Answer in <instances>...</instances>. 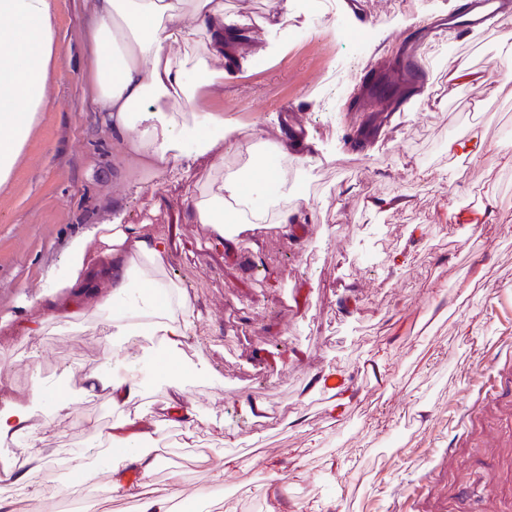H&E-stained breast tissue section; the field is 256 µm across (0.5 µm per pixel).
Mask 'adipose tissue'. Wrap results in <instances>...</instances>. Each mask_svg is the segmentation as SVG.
Returning <instances> with one entry per match:
<instances>
[{"label": "adipose tissue", "mask_w": 512, "mask_h": 512, "mask_svg": "<svg viewBox=\"0 0 512 512\" xmlns=\"http://www.w3.org/2000/svg\"><path fill=\"white\" fill-rule=\"evenodd\" d=\"M229 34L224 0H92L85 38L94 100L109 128L127 134L128 145L152 166L164 169L189 154L207 153L211 130L223 129L220 113L198 112L194 106L198 89L224 90L223 72L210 70L209 62L223 57ZM192 39L204 45V54H172L173 46ZM53 59V0H0V183L8 178L36 112L47 105L45 86ZM277 200L274 211L253 204L243 179L231 174L220 178L217 189L192 196L188 215L192 223L211 225L214 245L227 247L240 232L259 230L269 221L299 223L309 206L300 194L291 197L283 191ZM96 234L112 256L113 296L125 304L123 312H109L102 334L108 340L160 339L172 389L164 420L193 436L200 422L185 397L180 352L198 314L186 287L164 276L171 260L169 244L132 224H102ZM160 289L166 296L161 305L155 301ZM81 392L107 396L113 408H123L142 395L141 369L126 360L92 371ZM150 428L140 415L94 428L97 444L121 450L103 488L104 499L134 500L136 512H172L171 497L154 495L131 479L132 473L146 475L158 466L140 448ZM51 429V421H35L31 407L0 409V442L20 444L15 462L0 467V512H14L9 490L51 499L75 494L95 480L86 453L74 451L65 461L72 483L52 487L27 481L30 470L58 462L56 452L44 446Z\"/></svg>", "instance_id": "ef3b65f1"}]
</instances>
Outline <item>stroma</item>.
I'll use <instances>...</instances> for the list:
<instances>
[{"instance_id": "stroma-1", "label": "stroma", "mask_w": 512, "mask_h": 512, "mask_svg": "<svg viewBox=\"0 0 512 512\" xmlns=\"http://www.w3.org/2000/svg\"><path fill=\"white\" fill-rule=\"evenodd\" d=\"M457 2L359 0L371 17L359 28L339 0H288L284 19L272 17L268 0H224L242 37L226 44L229 62L214 64L223 94L200 91L196 107L223 113L226 133L209 153L156 172L126 152L97 110L87 0H54L59 60L48 104L0 185V407L31 403L37 387L72 398L47 441L61 461L31 482L70 481L64 459L84 448L108 475L110 457L93 452L89 426L117 412L106 398L83 396V376L111 359L160 352L97 337L112 260L93 231L121 222L168 240L167 276L188 285L200 314L184 356L210 372L187 380L201 419L187 440L158 421L170 392L162 373L142 376L144 397L131 409L157 424L143 449L162 460L150 477L158 494L175 491L196 506L210 468L232 458L221 512H398L406 499L413 512H472L469 473L493 480L491 512H512V388L502 382L512 372V165L498 154L512 145V83L496 94L475 83L448 89L452 62L493 67L512 15L469 39L445 21ZM413 29L431 89H404L388 130L364 156L345 155L372 120L347 109L360 100L356 75L390 77L387 64ZM292 110L312 133L304 154L287 157L289 185L312 206L301 233L289 240L272 224L238 236L233 251L217 249L207 225L186 221L188 198L213 182L217 163L272 158ZM473 129L485 144L477 168L445 150ZM491 195L497 223L449 219ZM78 236L91 260L67 295L76 315L53 317L44 286L65 275ZM402 251L407 262L390 265ZM27 322L43 323L42 333L24 336ZM329 371L350 383L341 425L335 401L314 383ZM257 402L261 420L251 413ZM394 430L403 447L382 453ZM275 468L288 475L278 500L263 492Z\"/></svg>"}]
</instances>
